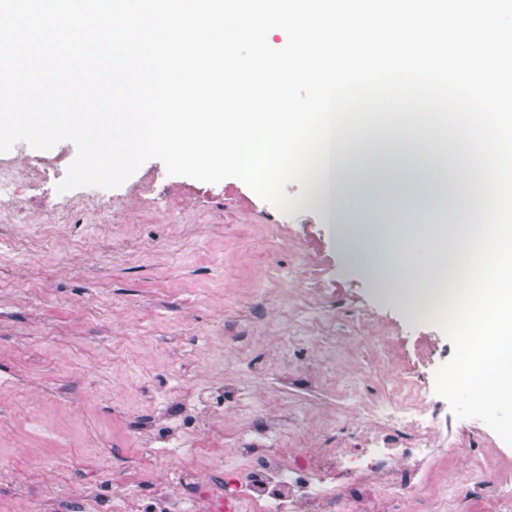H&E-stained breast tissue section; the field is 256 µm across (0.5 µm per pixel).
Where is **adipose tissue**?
I'll return each mask as SVG.
<instances>
[{"label": "adipose tissue", "instance_id": "1", "mask_svg": "<svg viewBox=\"0 0 512 512\" xmlns=\"http://www.w3.org/2000/svg\"><path fill=\"white\" fill-rule=\"evenodd\" d=\"M329 181L324 202L333 220L342 225V243L355 255L364 245L352 231L358 223L372 221L365 207L371 197L453 201L452 222L476 230L481 214L478 182L461 185L459 170L472 161L456 140L433 127L407 128L395 119L372 134L342 133L330 141Z\"/></svg>", "mask_w": 512, "mask_h": 512}]
</instances>
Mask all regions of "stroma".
<instances>
[{
    "mask_svg": "<svg viewBox=\"0 0 512 512\" xmlns=\"http://www.w3.org/2000/svg\"><path fill=\"white\" fill-rule=\"evenodd\" d=\"M75 153L68 141L0 153L39 167L19 206L0 203V512H149L140 493L159 469L206 478L213 458L243 465L240 416L217 419L191 459L174 406L191 418L219 397L258 405L289 458L352 447L380 426L373 403L396 390L440 405L458 453L421 493L367 497L368 479H349L361 512H496L512 493V447L481 420L452 417L434 390L453 353L446 334L378 283L382 242L430 260L445 235L364 223L373 250L354 259L316 181L287 185L297 202L285 214L238 179L171 176L157 160L104 190L93 215L83 189L56 190ZM444 485L447 500L433 502Z\"/></svg>",
    "mask_w": 512,
    "mask_h": 512,
    "instance_id": "35a3bbf8",
    "label": "stroma"
}]
</instances>
